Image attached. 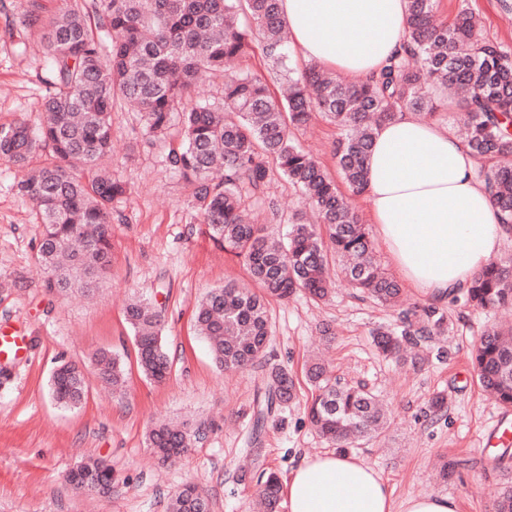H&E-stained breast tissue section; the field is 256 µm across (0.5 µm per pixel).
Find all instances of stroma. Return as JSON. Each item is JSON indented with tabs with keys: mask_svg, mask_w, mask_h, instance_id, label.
Segmentation results:
<instances>
[{
	"mask_svg": "<svg viewBox=\"0 0 512 512\" xmlns=\"http://www.w3.org/2000/svg\"><path fill=\"white\" fill-rule=\"evenodd\" d=\"M480 18L484 36L512 46V14L501 0H439L437 16L453 18L461 4ZM28 0H0V124L41 120L48 56L24 22ZM293 137L327 167L336 129L323 118L294 130ZM177 131L146 144L135 106L112 114V174L127 192L112 206V266L93 296L77 290L47 292L36 264L41 226L31 202L13 184L19 173L0 159V326L24 330L26 359L10 363L0 382V512H163L171 492L192 482L209 495L211 512H252L256 481L264 472L287 480L301 458L329 452L310 428L304 404L313 388L309 356L324 358L334 376L360 383L387 404L391 419L376 440L352 448L374 466L396 500L444 495L459 512H494L512 489V455L499 459L484 443L503 409L476 381L471 350L487 325H512V305L485 312L464 301L445 303V335L424 344L427 358L399 366L379 355L373 329L393 324V310L337 281L330 301L304 297L270 301V364L288 366L297 399L253 435L250 413L265 385L261 370L223 372L198 336L193 307L209 289L248 280L240 258L212 240L194 208L193 186L174 176L164 157ZM299 196L271 173L265 202L253 205L256 223L284 228ZM150 299L163 312L165 342L173 361L161 384L134 365L132 333L124 305L131 296ZM334 332L325 341L322 330ZM109 348L130 365L127 387L113 391L96 376L80 408L64 411L49 395L59 361L88 363ZM446 393L443 411L429 401ZM205 421L207 438L171 466H160L145 443L148 428ZM103 458L114 474L108 498L79 493L67 472L87 458Z\"/></svg>",
	"mask_w": 512,
	"mask_h": 512,
	"instance_id": "1",
	"label": "stroma"
}]
</instances>
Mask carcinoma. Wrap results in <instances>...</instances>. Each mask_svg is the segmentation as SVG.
<instances>
[{
  "instance_id": "1",
  "label": "carcinoma",
  "mask_w": 512,
  "mask_h": 512,
  "mask_svg": "<svg viewBox=\"0 0 512 512\" xmlns=\"http://www.w3.org/2000/svg\"><path fill=\"white\" fill-rule=\"evenodd\" d=\"M97 25L112 33L102 42L90 16L72 7L43 16L37 0L25 23L40 32L51 68L43 124L0 125V158L28 168L33 152L49 150L50 161L14 183L16 193L36 208L42 226L37 263L45 288L90 292L111 266L112 202L126 185L104 165L112 149V112L129 103L140 112L146 138L167 135L179 125L181 142L167 161L194 185L202 223L225 250L243 259L260 291L227 283L210 289L194 312L198 335L208 343L221 371L268 368L264 394L253 411L252 430H261L279 407L295 397L288 369L268 365V299L303 293L325 300L334 285L332 268L361 294L393 305L402 288L372 259L366 225L346 194L365 189V164L375 134L398 112L437 113L444 93L462 92L459 104L466 142L478 163L499 224L512 233V46L485 39L473 13L434 20L438 0H407L408 43L376 77L339 80L317 63L300 69L289 53L288 29L279 0H99ZM271 64L272 79L253 72L225 74L226 64L255 53ZM224 78L222 97L199 96L213 78ZM319 113L339 131L336 166L345 188L292 138ZM294 186L301 206L286 232L250 221L247 208L264 200L270 167ZM483 309L512 304V257L493 259L451 299ZM133 332L137 367L163 383L172 361L163 340V320L149 300L125 308ZM400 325L375 333L386 357L407 361V350L445 332L447 316L437 307L417 315L404 309ZM471 361L480 387L504 408H512V327L493 326L474 346ZM115 389L126 383L122 356L96 350L89 365L59 364L50 377L53 401L77 408L87 392L86 370ZM307 377L315 393L307 403L313 429L328 443L347 448L353 440L380 435L386 414L363 385L344 384L314 362ZM208 432L206 423L174 428L154 425L147 445L167 462L187 452ZM76 490L112 494V467L88 459L68 474ZM258 494L276 512L281 482L270 472ZM166 512H210L205 493L186 485L172 493Z\"/></svg>"
}]
</instances>
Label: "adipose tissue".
<instances>
[{
  "label": "adipose tissue",
  "instance_id": "adipose-tissue-1",
  "mask_svg": "<svg viewBox=\"0 0 512 512\" xmlns=\"http://www.w3.org/2000/svg\"><path fill=\"white\" fill-rule=\"evenodd\" d=\"M291 45L306 61L354 79L402 51L407 0H280ZM466 141L447 126L398 113L367 160L370 222L402 278L447 301L499 250L503 229ZM289 512H457L439 495L395 503L380 473L352 456L301 460L286 483Z\"/></svg>",
  "mask_w": 512,
  "mask_h": 512
}]
</instances>
